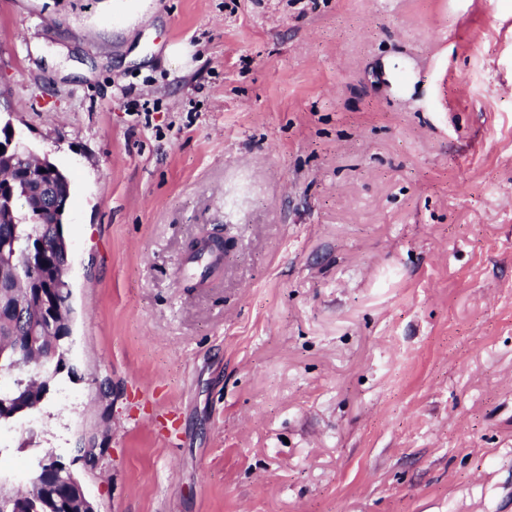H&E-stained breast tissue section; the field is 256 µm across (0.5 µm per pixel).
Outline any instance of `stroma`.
Listing matches in <instances>:
<instances>
[{
	"label": "stroma",
	"instance_id": "stroma-1",
	"mask_svg": "<svg viewBox=\"0 0 512 512\" xmlns=\"http://www.w3.org/2000/svg\"><path fill=\"white\" fill-rule=\"evenodd\" d=\"M0 118L73 183L66 367L1 481L512 512V0H0Z\"/></svg>",
	"mask_w": 512,
	"mask_h": 512
}]
</instances>
